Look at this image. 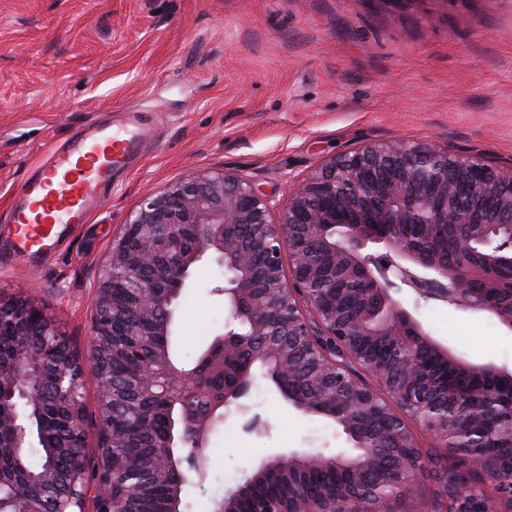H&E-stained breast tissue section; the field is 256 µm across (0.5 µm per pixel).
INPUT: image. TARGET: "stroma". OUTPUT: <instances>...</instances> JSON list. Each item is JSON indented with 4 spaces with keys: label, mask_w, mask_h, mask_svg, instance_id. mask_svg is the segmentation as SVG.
Instances as JSON below:
<instances>
[{
    "label": "stroma",
    "mask_w": 512,
    "mask_h": 512,
    "mask_svg": "<svg viewBox=\"0 0 512 512\" xmlns=\"http://www.w3.org/2000/svg\"><path fill=\"white\" fill-rule=\"evenodd\" d=\"M110 111L137 113L157 137L90 223L28 267L0 239V296L28 297L81 353L113 238L179 178L222 170L279 201L330 157L397 141L512 166V0H0V215L50 146ZM223 282L213 259L197 263L177 301V363L222 331ZM394 298L454 355L512 369V332L495 318L408 288ZM247 403L265 430L226 418L183 512H212L273 453L354 451L263 373Z\"/></svg>",
    "instance_id": "35a3bbf8"
}]
</instances>
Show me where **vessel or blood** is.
Listing matches in <instances>:
<instances>
[{"label": "vessel or blood", "instance_id": "1", "mask_svg": "<svg viewBox=\"0 0 512 512\" xmlns=\"http://www.w3.org/2000/svg\"><path fill=\"white\" fill-rule=\"evenodd\" d=\"M146 136L136 122H125L120 133L106 122L72 132L51 150L14 192L6 219L14 257L23 264L39 261L74 226L88 223Z\"/></svg>", "mask_w": 512, "mask_h": 512}]
</instances>
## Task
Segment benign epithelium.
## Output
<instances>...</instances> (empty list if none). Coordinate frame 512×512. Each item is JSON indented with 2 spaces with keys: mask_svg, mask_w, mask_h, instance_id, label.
Here are the masks:
<instances>
[{
  "mask_svg": "<svg viewBox=\"0 0 512 512\" xmlns=\"http://www.w3.org/2000/svg\"><path fill=\"white\" fill-rule=\"evenodd\" d=\"M278 211L272 219V211ZM257 228L244 242L238 228ZM330 224L350 227L345 240L332 246L324 229ZM363 224H404L432 227L448 224L469 238L487 235L493 229L502 238L499 246L483 255L489 269L512 268V167H499L478 158L462 157L415 142H394L355 149L335 155L308 179L295 184L281 204L252 183L224 171L189 175L146 198L127 218L121 235L112 241L109 259L102 271L94 299L88 357L79 355L48 315L28 298H0V512H66L65 499L77 496L76 512H130L107 507V502H125L133 487L129 476L140 472L135 456L124 458L113 475L112 446L122 439L110 370L114 325V294L130 292L125 311L133 319L153 323L155 336L171 335L176 302L186 287L193 267L204 257L234 273L230 286H218L229 315L240 316L241 303L261 289L268 307L265 315L251 317L252 331L266 329L284 337L267 349L265 362L279 380L294 374L293 337L313 335L312 323L300 307L303 297L328 336H364L368 315L345 319L336 310V298L312 300L307 294L314 283L332 284L338 274L360 282L364 296L389 307L386 335L409 344L425 341L444 357L454 356L436 343L421 323L391 296L402 283L425 298L448 297L450 288H466L472 277L468 269H450L439 254H419L403 243L400 234L377 235L361 229ZM370 243L383 252L365 255ZM324 248L336 261V271L307 260L308 250ZM293 260L292 279L282 275V254ZM237 338L222 332L213 338L199 367L186 372L166 364V380L160 381L159 359L133 347L126 360L137 374L140 390L175 404L182 393L205 395L201 373L222 365L224 353L234 349ZM92 363L98 387L100 426L97 453L90 456L85 443V405L81 389L86 386V362ZM332 364L317 369L319 388L312 396L288 395V403L305 413H314L344 426L354 427L356 416L382 413L372 392L359 380L346 379ZM252 376L242 374L226 395L212 400L210 412L196 416L183 411L179 423L158 444L154 466L157 477L172 481L166 512H181L180 493L193 481L205 477L201 459L211 434L224 423L220 410L243 400ZM66 425L68 432L48 434L47 421ZM45 449L48 461L32 465L29 448ZM177 448H190L183 457ZM68 463L61 474L56 463ZM369 442L359 445L353 457L322 452L279 453L261 463L235 487L226 491L217 512H242L252 487L273 474L307 472L312 469L369 468L375 464ZM401 494L417 493L414 470L398 472ZM295 512H338L336 500L317 498Z\"/></svg>",
  "mask_w": 512,
  "mask_h": 512,
  "instance_id": "1",
  "label": "benign epithelium"
}]
</instances>
